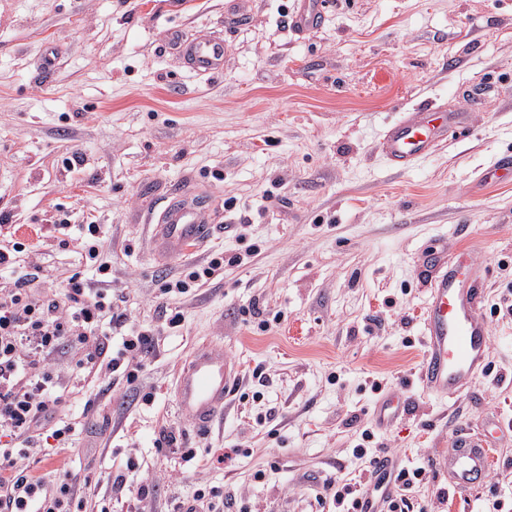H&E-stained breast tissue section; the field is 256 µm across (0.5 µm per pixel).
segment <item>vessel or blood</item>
<instances>
[{"instance_id": "1", "label": "vessel or blood", "mask_w": 512, "mask_h": 512, "mask_svg": "<svg viewBox=\"0 0 512 512\" xmlns=\"http://www.w3.org/2000/svg\"><path fill=\"white\" fill-rule=\"evenodd\" d=\"M330 4L331 0H296L289 18L291 27L300 33L316 29ZM164 38L196 74H223L222 40H187L174 29ZM468 123L467 113L443 106L408 109L384 128L376 150L393 169L406 171L446 143L449 132H466ZM479 179L485 184L512 181V154L502 155ZM212 232L208 209L180 198L166 207L155 225L153 244L159 254L176 257L189 244L205 242ZM420 263L428 294L421 319L425 352L418 369L419 382L436 399L452 401L465 393L487 366L491 338L482 316L484 271L474 265L470 252L450 258L434 246L423 250ZM236 381L223 350L199 349L177 378V407L198 430H206L223 414ZM409 409L410 400L402 391H390L377 405V422L388 427ZM445 466L451 487L484 486L490 477L491 447L476 433L459 438L449 449Z\"/></svg>"}]
</instances>
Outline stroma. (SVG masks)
I'll list each match as a JSON object with an SVG mask.
<instances>
[{
	"label": "stroma",
	"instance_id": "35a3bbf8",
	"mask_svg": "<svg viewBox=\"0 0 512 512\" xmlns=\"http://www.w3.org/2000/svg\"><path fill=\"white\" fill-rule=\"evenodd\" d=\"M293 3L0 0V238L24 243L18 266L40 265L49 288L95 277L78 227L102 225L115 309L153 331L137 387L118 372L73 380L79 441L56 468L44 452L29 461L54 486L68 472L86 478L88 512H185L213 487L248 512H326L310 479L366 483L358 445L410 468L479 425L494 445L487 486L457 491L429 469L405 493L410 512L512 503V431L498 427L512 423V183L477 181L512 152V0H334L309 33L289 27ZM171 28L223 38V75L186 69L165 45ZM481 85L488 97L470 107ZM427 99L469 110V130L394 171L378 136ZM75 152L81 164L65 167ZM177 193L205 200L215 230L166 258L151 236ZM433 241L474 245L486 302L499 307L485 315V372L449 403L417 381L418 258ZM215 251L237 264L193 293L161 294ZM168 311L180 327L168 328ZM203 347L223 348L239 377L206 432L175 407L176 375ZM398 387L413 408L378 428L376 402ZM167 432L175 450L158 448ZM183 448L224 460L204 467Z\"/></svg>",
	"mask_w": 512,
	"mask_h": 512
}]
</instances>
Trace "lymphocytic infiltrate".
<instances>
[{
	"label": "lymphocytic infiltrate",
	"instance_id": "1",
	"mask_svg": "<svg viewBox=\"0 0 512 512\" xmlns=\"http://www.w3.org/2000/svg\"><path fill=\"white\" fill-rule=\"evenodd\" d=\"M83 244L86 260L96 275L70 276L52 289L33 287L38 270L15 275L11 288L0 294V512H83L84 500L75 486L78 475L58 490L45 489L28 471L27 461L48 443L66 448L75 441L76 425L66 420V385L52 368L60 347H68L71 361L86 376L97 378L122 372L134 384L149 350V331L126 324L112 309V291L105 283L112 266L103 261L104 231L87 225ZM120 344H113V333ZM425 467L400 468L377 476L372 491L351 483L328 487L334 507L341 512H365L364 494L384 498L388 483L401 496L387 499L389 512H404L406 489L422 481Z\"/></svg>",
	"mask_w": 512,
	"mask_h": 512
}]
</instances>
